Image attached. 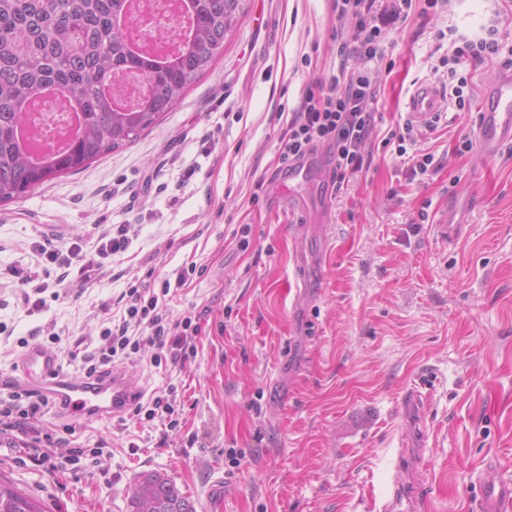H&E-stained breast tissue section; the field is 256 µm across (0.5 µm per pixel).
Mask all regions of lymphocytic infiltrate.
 Listing matches in <instances>:
<instances>
[{
  "label": "lymphocytic infiltrate",
  "mask_w": 512,
  "mask_h": 512,
  "mask_svg": "<svg viewBox=\"0 0 512 512\" xmlns=\"http://www.w3.org/2000/svg\"><path fill=\"white\" fill-rule=\"evenodd\" d=\"M413 0H331L336 24L331 37L340 58L336 74L307 88L280 138L281 165L302 158L320 146L328 147L334 158L336 187L348 185L366 171L372 155L378 93L383 79L381 62L384 44L394 25L406 21ZM470 58L497 69H512V46L504 47L495 38L463 41L448 55V91L457 111L471 108L467 76L458 64ZM126 224L104 229L94 244L75 240L61 249L51 241L36 243L35 249L63 273L74 272L89 283L102 274L104 261L126 252L130 245ZM123 310L100 334L99 346L83 354L85 378L106 375L116 360L139 353L144 346L168 352L178 363L195 355L199 324L191 317L172 319L160 313L159 296L148 285L130 286L121 295ZM47 398L24 389L0 394V438L21 442L27 456L46 474L81 469L85 451L81 448L57 453L58 438L45 427Z\"/></svg>",
  "instance_id": "obj_1"
}]
</instances>
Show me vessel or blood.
Segmentation results:
<instances>
[{"label":"vessel or blood","instance_id":"b4317fda","mask_svg":"<svg viewBox=\"0 0 512 512\" xmlns=\"http://www.w3.org/2000/svg\"><path fill=\"white\" fill-rule=\"evenodd\" d=\"M444 96L441 86L424 82L416 86L407 103V117L413 123L427 126L439 115ZM477 143L480 150L495 156L512 147V69L499 71L483 91L482 107L478 114ZM308 178V166L299 160L289 164L287 173L277 186L280 204L288 212L302 207L300 186ZM469 221L467 207L449 208L435 229L438 236L451 242L466 230ZM15 382L30 387L39 379L38 390L53 404L78 415L106 418L116 416L141 395V388L123 367H113L103 379L69 378L59 356L41 345L28 346L16 361ZM477 512H512V481H483L479 484ZM424 505L421 492L413 484H395L385 499L381 512H420Z\"/></svg>","mask_w":512,"mask_h":512}]
</instances>
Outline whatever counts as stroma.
<instances>
[{
  "label": "stroma",
  "instance_id": "1",
  "mask_svg": "<svg viewBox=\"0 0 512 512\" xmlns=\"http://www.w3.org/2000/svg\"><path fill=\"white\" fill-rule=\"evenodd\" d=\"M334 24L329 0H246L223 55L158 124L87 169L0 203V377L23 346L39 344L80 378L74 351L98 345L133 277L159 288L186 264L201 266L165 298L173 316L201 315L196 356L122 362L145 396L175 387L180 425L169 438L128 413L50 409L45 423L66 447L103 451L94 467L55 478L0 445V481L46 512H128L131 487L150 470L199 510L220 478L223 512H379L402 478L394 459L411 430L402 399L420 383L431 389L426 512H474L475 477L489 460L512 479V149L455 156L476 114L446 99L436 130L406 155L384 143L417 84L446 82L451 37L493 28L512 45V0H453L391 31L369 169L336 191L332 159L318 152L314 190L328 205L307 246L327 259L309 269L311 297L296 304L286 225L307 218L280 211L278 142L306 88L337 70ZM207 135L217 142L209 155ZM427 152L439 170L409 180L414 156ZM260 177L266 194L254 203ZM466 197V233L442 241L440 212ZM125 223L132 244L102 278H67L60 294L45 292L42 311L26 310L14 272L38 266L33 242L65 248L93 225Z\"/></svg>",
  "mask_w": 512,
  "mask_h": 512
}]
</instances>
